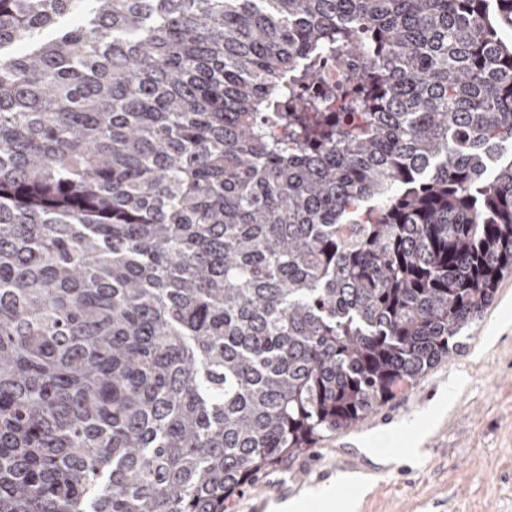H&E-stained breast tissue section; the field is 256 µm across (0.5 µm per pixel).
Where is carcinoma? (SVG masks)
Returning <instances> with one entry per match:
<instances>
[{
	"mask_svg": "<svg viewBox=\"0 0 512 512\" xmlns=\"http://www.w3.org/2000/svg\"><path fill=\"white\" fill-rule=\"evenodd\" d=\"M489 2L0 0V512H224L460 348L512 273ZM356 65L355 58L334 57L321 73L319 88L324 91L336 92V88L345 82L347 71L354 70Z\"/></svg>",
	"mask_w": 512,
	"mask_h": 512,
	"instance_id": "cac0c4a2",
	"label": "carcinoma"
}]
</instances>
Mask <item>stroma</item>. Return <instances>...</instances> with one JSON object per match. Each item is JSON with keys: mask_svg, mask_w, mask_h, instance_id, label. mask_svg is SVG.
<instances>
[{"mask_svg": "<svg viewBox=\"0 0 512 512\" xmlns=\"http://www.w3.org/2000/svg\"><path fill=\"white\" fill-rule=\"evenodd\" d=\"M462 343L356 428L258 473L227 512H272L322 486L340 504L360 496L359 512H512V273ZM400 425V452L372 460L367 440ZM418 433L420 454H405Z\"/></svg>", "mask_w": 512, "mask_h": 512, "instance_id": "35a3bbf8", "label": "stroma"}]
</instances>
